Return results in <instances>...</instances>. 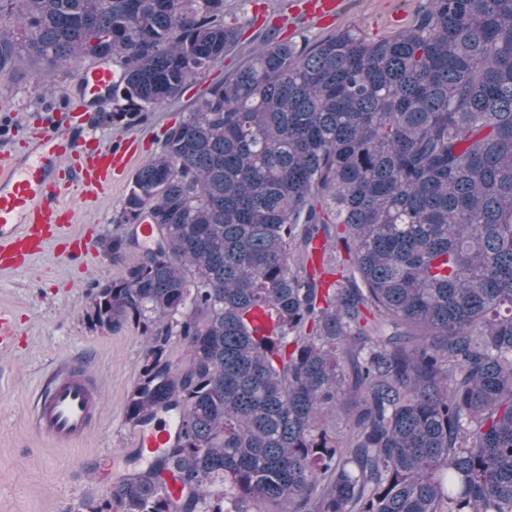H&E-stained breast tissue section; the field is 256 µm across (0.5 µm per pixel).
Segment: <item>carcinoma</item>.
Masks as SVG:
<instances>
[{
    "instance_id": "cac0c4a2",
    "label": "carcinoma",
    "mask_w": 512,
    "mask_h": 512,
    "mask_svg": "<svg viewBox=\"0 0 512 512\" xmlns=\"http://www.w3.org/2000/svg\"><path fill=\"white\" fill-rule=\"evenodd\" d=\"M1 14V73L115 58L129 111L240 45L224 0ZM275 34L165 130L113 219L112 255L144 223L154 248L87 318L145 336L127 421L181 426L82 512H512V0H419L377 41Z\"/></svg>"
}]
</instances>
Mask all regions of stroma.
<instances>
[{
    "label": "stroma",
    "instance_id": "obj_1",
    "mask_svg": "<svg viewBox=\"0 0 512 512\" xmlns=\"http://www.w3.org/2000/svg\"><path fill=\"white\" fill-rule=\"evenodd\" d=\"M308 0H224L227 18L243 27L240 47L206 72L202 80L223 76L253 47L261 25L277 27L282 39L313 40L336 29L358 25L371 40L390 35V20L406 16L416 0H339V16L330 22L308 17ZM79 65L49 70L42 61L23 56L13 70L0 73V145L9 130L34 135L42 118L76 90ZM193 94L143 112L125 113L122 97L86 101L87 126L115 141L132 139L139 159L114 176L111 188L96 200L67 197L72 212L68 236L84 237L90 252L73 261L46 248L19 271L0 274V312L12 315L19 330L12 348L0 349V512H77L87 500H100L129 474L145 471L132 454L137 429L126 420L130 391L145 365V342L134 325L111 329L91 325L87 310L97 289L121 277L143 250L113 258L108 247L121 227L113 219L124 208L130 186L145 159L156 153L163 132L191 108ZM80 366L104 395L92 432L69 447L36 434L29 411L36 394L55 367ZM128 451L117 471L101 472L96 459L104 452Z\"/></svg>",
    "mask_w": 512,
    "mask_h": 512
}]
</instances>
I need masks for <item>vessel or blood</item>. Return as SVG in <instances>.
<instances>
[{"mask_svg":"<svg viewBox=\"0 0 512 512\" xmlns=\"http://www.w3.org/2000/svg\"><path fill=\"white\" fill-rule=\"evenodd\" d=\"M118 83L111 65L93 63L79 73L83 96L111 94ZM85 118L74 98L64 100L23 151H0V272L25 267L62 237L69 220L64 198L79 190L91 196L112 185V175L133 163V141L84 135ZM102 392L94 379L67 366L55 369L31 408V424L59 446L85 436L100 416ZM178 422L157 414L136 434L140 461L152 464L170 445Z\"/></svg>","mask_w":512,"mask_h":512,"instance_id":"1","label":"vessel or blood"}]
</instances>
